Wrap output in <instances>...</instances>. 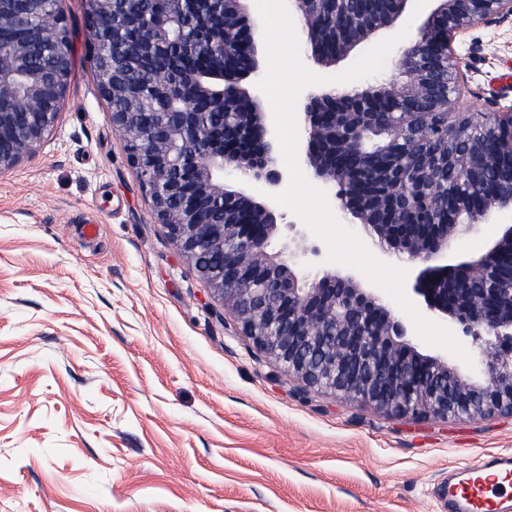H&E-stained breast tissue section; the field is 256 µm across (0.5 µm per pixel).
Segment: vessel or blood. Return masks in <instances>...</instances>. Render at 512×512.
Segmentation results:
<instances>
[{
	"instance_id": "vessel-or-blood-1",
	"label": "vessel or blood",
	"mask_w": 512,
	"mask_h": 512,
	"mask_svg": "<svg viewBox=\"0 0 512 512\" xmlns=\"http://www.w3.org/2000/svg\"><path fill=\"white\" fill-rule=\"evenodd\" d=\"M448 512H512V455L500 454L448 480Z\"/></svg>"
}]
</instances>
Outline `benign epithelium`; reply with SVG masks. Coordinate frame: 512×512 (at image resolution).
I'll use <instances>...</instances> for the list:
<instances>
[{
	"label": "benign epithelium",
	"instance_id": "obj_1",
	"mask_svg": "<svg viewBox=\"0 0 512 512\" xmlns=\"http://www.w3.org/2000/svg\"><path fill=\"white\" fill-rule=\"evenodd\" d=\"M89 45L103 97L129 163L149 194L159 223L198 276L231 308L243 334L277 368L308 391L370 405L388 415L412 418H485L512 415V294L505 295L501 257L512 252V224H500L484 251L457 255L460 237L500 215L512 216V188L477 193L467 222L419 224L430 215L426 201L396 176L390 204L371 212L336 180L332 158L352 155L378 112H360L365 85L324 84L303 98L304 138L299 163L331 194L338 217L362 232L385 259L406 262L412 301L433 319L461 328L479 356L461 373L421 353L389 302L356 276L341 277L320 266L321 251L303 225L283 221L233 185L270 191L290 182L277 156L274 119L259 96L241 86L261 80L258 56L265 47L261 21L245 0H164L160 22L126 39L114 20L139 24L158 0H84ZM304 47L330 68L380 27L394 25L409 0H360L369 21L364 36L342 49L325 48L324 0H291ZM412 42L400 47L397 66L407 80L374 82L389 108L423 102L436 81L422 76L411 52L448 61V111L462 95L458 35L512 20V0H437ZM40 17L33 28L27 21ZM199 41L210 60L203 70L177 78L150 72L144 54L155 45ZM228 56L250 67L231 72ZM71 79V46L61 0H0V174L33 158L58 124ZM487 114L503 144L512 148V108L491 100ZM286 241L269 250L273 239ZM481 282L482 288L471 283Z\"/></svg>",
	"mask_w": 512,
	"mask_h": 512
}]
</instances>
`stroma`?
<instances>
[{
    "mask_svg": "<svg viewBox=\"0 0 512 512\" xmlns=\"http://www.w3.org/2000/svg\"><path fill=\"white\" fill-rule=\"evenodd\" d=\"M73 75L0 175V512H448L450 472L512 417L411 419L304 392L154 216L63 0ZM458 111L512 106V21L456 42Z\"/></svg>",
    "mask_w": 512,
    "mask_h": 512,
    "instance_id": "35a3bbf8",
    "label": "stroma"
}]
</instances>
